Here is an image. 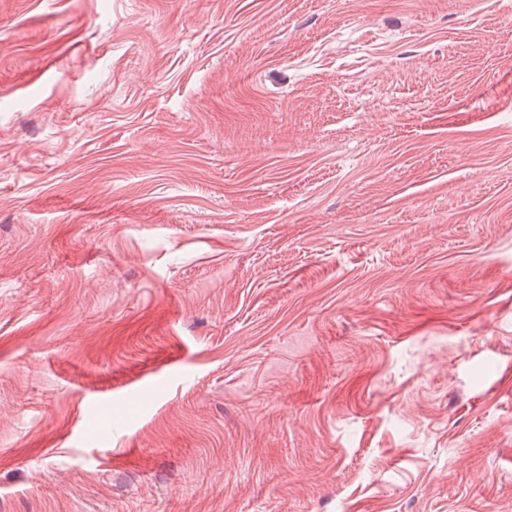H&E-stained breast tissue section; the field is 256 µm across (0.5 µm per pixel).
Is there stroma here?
Wrapping results in <instances>:
<instances>
[{"mask_svg":"<svg viewBox=\"0 0 512 512\" xmlns=\"http://www.w3.org/2000/svg\"><path fill=\"white\" fill-rule=\"evenodd\" d=\"M0 512H512V0H0Z\"/></svg>","mask_w":512,"mask_h":512,"instance_id":"obj_1","label":"stroma"}]
</instances>
